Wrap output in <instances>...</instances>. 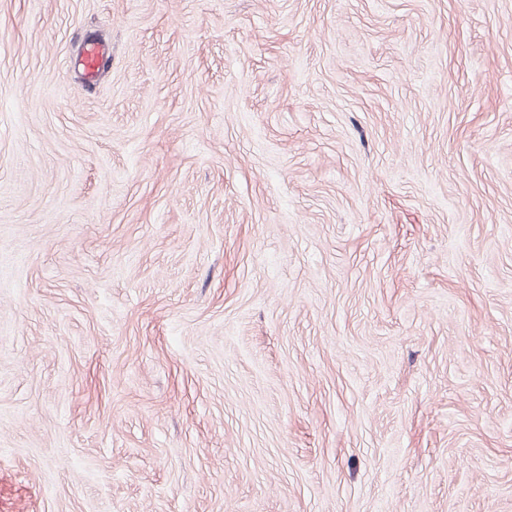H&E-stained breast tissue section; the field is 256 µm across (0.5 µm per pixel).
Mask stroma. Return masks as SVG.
I'll return each mask as SVG.
<instances>
[{"label":"stroma","instance_id":"obj_1","mask_svg":"<svg viewBox=\"0 0 512 512\" xmlns=\"http://www.w3.org/2000/svg\"><path fill=\"white\" fill-rule=\"evenodd\" d=\"M0 512H512V0H0ZM102 55L103 49L100 46L92 43L86 44L80 59V65L87 82L93 83L96 81Z\"/></svg>","mask_w":512,"mask_h":512}]
</instances>
